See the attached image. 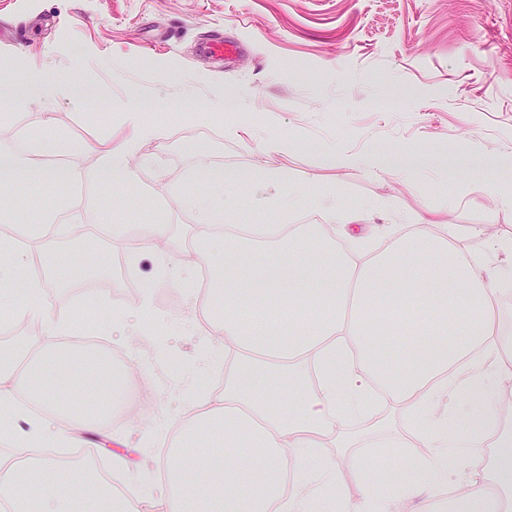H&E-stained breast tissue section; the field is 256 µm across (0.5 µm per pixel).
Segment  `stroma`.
I'll return each instance as SVG.
<instances>
[{
	"instance_id": "35a3bbf8",
	"label": "stroma",
	"mask_w": 512,
	"mask_h": 512,
	"mask_svg": "<svg viewBox=\"0 0 512 512\" xmlns=\"http://www.w3.org/2000/svg\"><path fill=\"white\" fill-rule=\"evenodd\" d=\"M231 41L240 51L230 60L205 54L206 45ZM18 60L47 83L90 82L98 96L82 102L60 98L26 107L0 106V143H12L34 120L62 129L73 140L120 142L119 114L133 95L165 97L177 75L197 77L198 94L168 120L164 137L146 143V164L113 188L90 183L79 223L109 224L132 231L156 221L169 226L154 255L134 265L138 286L152 285L156 309L178 314L189 331L179 335L164 322L137 331L124 322L129 309L116 302L128 277L109 266L94 277L59 283L53 268L35 274L55 306L68 314L69 338L80 334L83 308L104 316L103 338L126 351L154 389L151 401L125 420L93 434L104 462L127 459L120 477L131 495L148 499L165 490L164 460L183 415L173 395L179 375L195 390L222 375L223 361L197 370L205 342L197 335L223 308L187 304L172 278L193 241L195 216L182 197L193 191L200 159L232 169H259L238 183L224 203L227 224H277L279 210L265 197L310 196L331 188L345 223L369 249L392 224H410L430 214L440 224L476 228L471 248L482 251L512 238V211L500 207L466 172L419 170L411 177L368 175L326 166V146L361 154L420 148L456 157L496 162L512 156V0H0V60ZM244 95L242 120L215 118L222 94ZM287 141L284 152L268 151ZM279 173L277 183L264 180ZM292 224H318L306 206L286 217ZM57 249L67 259L98 267L119 253L117 241L79 242L71 226L59 228ZM109 398L94 375L51 389L49 403L95 411ZM351 448L325 447L336 459L369 452L402 430L399 416L384 428L350 421Z\"/></svg>"
}]
</instances>
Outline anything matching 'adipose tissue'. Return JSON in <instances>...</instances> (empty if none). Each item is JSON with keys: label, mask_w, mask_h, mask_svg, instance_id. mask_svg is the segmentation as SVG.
Listing matches in <instances>:
<instances>
[{"label": "adipose tissue", "mask_w": 512, "mask_h": 512, "mask_svg": "<svg viewBox=\"0 0 512 512\" xmlns=\"http://www.w3.org/2000/svg\"><path fill=\"white\" fill-rule=\"evenodd\" d=\"M72 85L39 80L0 82V102L22 106L70 96ZM117 146L94 151L88 170L56 171L48 161L75 145L61 131L35 122L22 146H0V184L47 188L68 179L119 185L133 179L129 164L143 144L159 139L166 113L132 100ZM324 161L367 174L405 175L425 154L385 151L361 155L336 145ZM203 161L196 191L185 196L196 217L200 256L223 271L212 302L224 317L211 321L214 342L200 364L224 361V394L206 402L187 393L191 420L166 461L167 490L153 512H421L423 502L449 501L454 512H502L512 495V442L497 438L501 391L512 389V307L504 303L512 279L491 257H512L504 239L474 254V228L454 224L434 231L426 216L389 227L370 257L337 248L309 224L220 225L226 188L243 179ZM238 241L216 252L217 241ZM460 258L449 262V251ZM24 253L0 245V306L39 320L36 355L0 344V405L27 415L14 396L37 378L76 379L87 374L86 354L61 348L70 322L46 298L39 279L24 274ZM420 329L397 347L406 323ZM283 399L284 409L274 407ZM397 412L405 433L360 457L349 468L324 457L326 442L344 448L348 420H377L380 407ZM29 437L12 443L15 461L0 464V500L12 512H74L84 488L83 512H99L105 493L89 477L55 459L27 460L28 438L43 447L58 441L51 416L31 419ZM494 469H487L486 454ZM208 475L196 479L194 465Z\"/></svg>", "instance_id": "1"}]
</instances>
